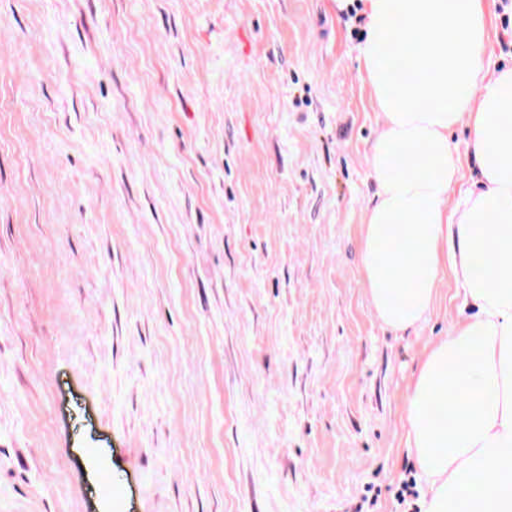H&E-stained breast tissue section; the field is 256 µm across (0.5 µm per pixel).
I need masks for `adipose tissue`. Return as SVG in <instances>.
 I'll return each mask as SVG.
<instances>
[{
  "label": "adipose tissue",
  "instance_id": "ef3b65f1",
  "mask_svg": "<svg viewBox=\"0 0 512 512\" xmlns=\"http://www.w3.org/2000/svg\"><path fill=\"white\" fill-rule=\"evenodd\" d=\"M359 61L382 117L368 163L362 277L403 332L451 271L462 309L429 345L403 412L421 512H512V67L489 70L485 0H363ZM466 127L478 189L451 132Z\"/></svg>",
  "mask_w": 512,
  "mask_h": 512
}]
</instances>
